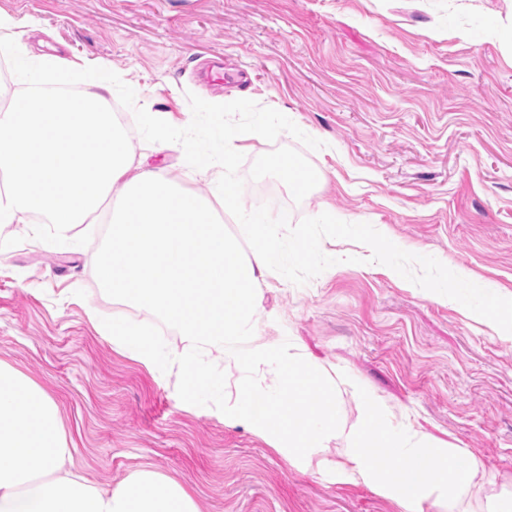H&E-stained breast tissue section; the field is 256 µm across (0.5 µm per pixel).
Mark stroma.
Here are the masks:
<instances>
[{
  "mask_svg": "<svg viewBox=\"0 0 512 512\" xmlns=\"http://www.w3.org/2000/svg\"><path fill=\"white\" fill-rule=\"evenodd\" d=\"M472 2L0 0V13L21 22L22 46L120 73L174 126L190 122L191 93L290 113L324 146L254 141L239 169L245 208L372 224L512 298V21L504 0ZM129 141L188 193L209 195L221 174L139 132ZM284 156L308 171L304 193L274 171ZM122 194L107 196L86 246L0 224V362L56 401L75 468L104 486L157 470L201 512H399L370 485L294 466L244 426L180 408L176 378L113 349L101 319L124 307L104 297L94 261ZM321 249L337 265L264 287L254 343L296 337L399 422L471 454L468 512L512 492V333L371 262L366 245Z\"/></svg>",
  "mask_w": 512,
  "mask_h": 512,
  "instance_id": "1",
  "label": "stroma"
}]
</instances>
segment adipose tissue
<instances>
[{"mask_svg": "<svg viewBox=\"0 0 512 512\" xmlns=\"http://www.w3.org/2000/svg\"><path fill=\"white\" fill-rule=\"evenodd\" d=\"M54 400L0 363V512H201L184 485L149 468L103 489L72 468Z\"/></svg>", "mask_w": 512, "mask_h": 512, "instance_id": "obj_1", "label": "adipose tissue"}]
</instances>
